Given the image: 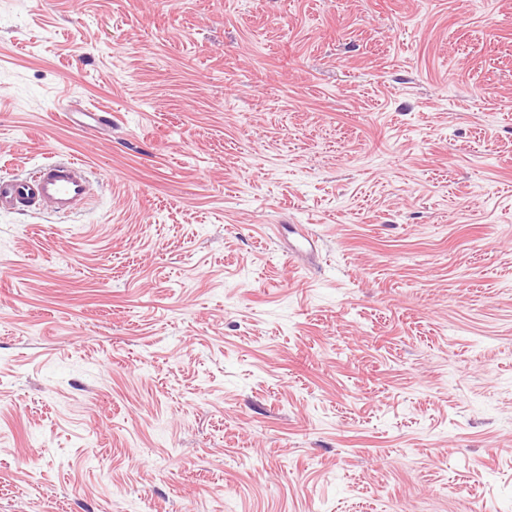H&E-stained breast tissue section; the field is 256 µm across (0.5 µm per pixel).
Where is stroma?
Listing matches in <instances>:
<instances>
[{"instance_id":"stroma-1","label":"stroma","mask_w":512,"mask_h":512,"mask_svg":"<svg viewBox=\"0 0 512 512\" xmlns=\"http://www.w3.org/2000/svg\"><path fill=\"white\" fill-rule=\"evenodd\" d=\"M58 158L0 512H512V0H0V177Z\"/></svg>"}]
</instances>
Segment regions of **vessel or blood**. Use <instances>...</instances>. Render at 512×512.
Wrapping results in <instances>:
<instances>
[{
	"mask_svg": "<svg viewBox=\"0 0 512 512\" xmlns=\"http://www.w3.org/2000/svg\"><path fill=\"white\" fill-rule=\"evenodd\" d=\"M87 196L86 169L73 159L45 163L25 176L0 177V209L3 210L46 202L56 212L68 213Z\"/></svg>",
	"mask_w": 512,
	"mask_h": 512,
	"instance_id": "1",
	"label": "vessel or blood"
}]
</instances>
